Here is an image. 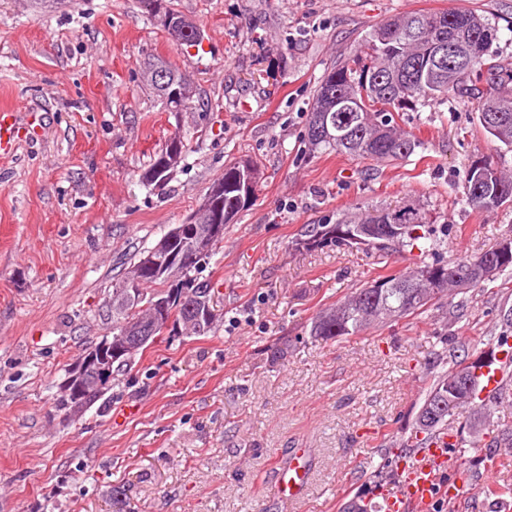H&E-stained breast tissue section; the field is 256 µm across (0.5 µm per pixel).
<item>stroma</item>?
I'll return each instance as SVG.
<instances>
[{
    "mask_svg": "<svg viewBox=\"0 0 512 512\" xmlns=\"http://www.w3.org/2000/svg\"><path fill=\"white\" fill-rule=\"evenodd\" d=\"M204 31L203 50L175 45L137 0H65L37 15L0 0V105L38 116L37 134L0 156V512H343L377 508V478L399 477L414 421L437 376L512 339V273L440 299L425 312L332 342L312 318L383 275L420 266L374 251L299 244L310 224L355 223L415 205L444 260L475 258L512 238V203L477 212L463 200L472 156H493L476 123L478 96L406 113L421 140L385 163L309 152L319 82L387 19L465 9L498 29L493 62L512 70V0H172ZM161 57L190 75L183 112L142 85ZM187 141L165 184L142 180L174 133ZM261 166L253 203L224 231L201 273L221 319L205 336H163L138 355L104 402L78 421L57 385L111 335L102 306L112 280L194 210L225 165ZM312 451L303 497L275 496L279 461ZM438 512H512V382L481 442L450 449ZM498 455L496 494L485 463Z\"/></svg>",
    "mask_w": 512,
    "mask_h": 512,
    "instance_id": "stroma-1",
    "label": "stroma"
}]
</instances>
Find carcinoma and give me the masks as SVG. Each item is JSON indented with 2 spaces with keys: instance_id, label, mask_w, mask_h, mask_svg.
<instances>
[{
  "instance_id": "1",
  "label": "carcinoma",
  "mask_w": 512,
  "mask_h": 512,
  "mask_svg": "<svg viewBox=\"0 0 512 512\" xmlns=\"http://www.w3.org/2000/svg\"><path fill=\"white\" fill-rule=\"evenodd\" d=\"M170 16V27L165 32L180 46L196 47L198 43H184L182 29L188 26L186 16L171 7V0H139L140 8L149 17H154V9L160 4ZM497 38V29L484 16L472 11L451 10L441 12L414 13L389 19L375 26L354 50V58L330 68L321 80L316 99V107L309 117L306 129V142L313 151L324 150L346 154L363 159L397 161L412 154L422 142L414 135L401 130L398 123L400 114L413 111L418 105L448 97L453 92H461L479 83H486L490 95L477 108L476 119L479 128L488 137L512 151V71H502L490 62V47ZM455 47L464 54L463 67L438 65L435 55L441 45ZM166 73L168 88L157 86L153 93L158 100H165V93L181 86L183 72L172 62L162 58H150L145 62L144 72ZM494 114L500 123L498 132L486 125L485 115ZM163 153H158L145 172L148 182H166L177 171L178 165L160 169ZM248 170L258 180L260 172L256 163L241 160L224 166V174L208 188L206 196L216 200L224 212V224L233 223L239 212L251 201L240 189L239 171ZM509 187L512 190V177L500 173L493 158L476 156L471 159L464 178V199L471 203L469 195L477 190L484 196H492ZM419 210L405 206L397 218L387 222L404 224L406 229L394 239L374 237L365 244V249L375 250L384 255L392 250L418 249L430 261L422 262V267L442 276L453 269L461 275L452 279L442 295L450 296L461 289V283L475 287L485 282L480 266L475 260L458 259L445 262L438 256V242L434 237L433 226L416 222ZM364 223L312 224L305 231L304 245L315 247L354 246L346 238L336 235L337 230L359 235ZM211 220L205 214H198L194 221L192 238L212 242L210 255H215L221 236L212 234ZM151 251L143 248L130 259V269L112 284V294L105 303L112 316V334L121 331V326L134 319L149 317L150 308L144 304L152 302L155 295L165 292L164 278L150 273L141 274L140 288L144 299L136 307L119 302V292L131 274L141 269L142 258ZM412 276L410 272H399L380 278L383 288H373L366 284L352 295L337 302L331 308L319 313L312 321L310 335L326 341H334L344 336H356L370 327L373 322L364 319L367 309L378 307L399 308L402 317L418 314L431 305V301H421L428 292L420 288H392L394 282H404ZM214 288L206 282L193 289L188 303L198 307L212 299ZM464 370L463 362L454 364L452 370L442 375L431 387L415 419L416 432L423 434L427 441L442 431L453 433L457 443L465 442L463 432L478 439V416L490 409L488 402L476 400L456 391L454 379ZM464 419V423L454 426V420Z\"/></svg>"
}]
</instances>
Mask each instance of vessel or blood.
<instances>
[{
    "instance_id": "obj_1",
    "label": "vessel or blood",
    "mask_w": 512,
    "mask_h": 512,
    "mask_svg": "<svg viewBox=\"0 0 512 512\" xmlns=\"http://www.w3.org/2000/svg\"><path fill=\"white\" fill-rule=\"evenodd\" d=\"M33 124L19 121L16 112L0 107V154L9 153L16 143L28 138ZM310 454L297 448L279 468L275 494L282 503H295L304 493L309 479ZM448 469V436L439 434L414 449L401 466L402 477L395 488H380L382 512H434L440 495L455 496L457 485H444L442 475Z\"/></svg>"
}]
</instances>
